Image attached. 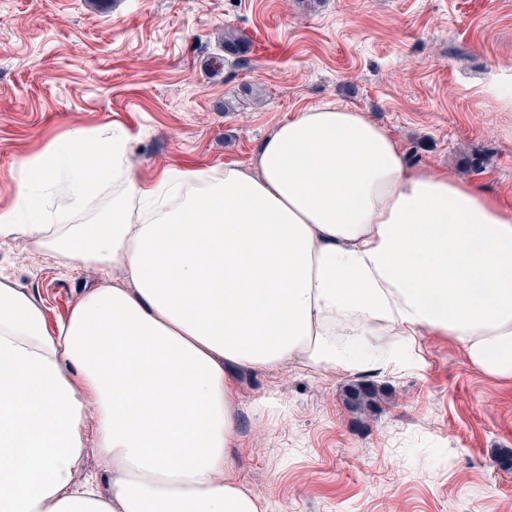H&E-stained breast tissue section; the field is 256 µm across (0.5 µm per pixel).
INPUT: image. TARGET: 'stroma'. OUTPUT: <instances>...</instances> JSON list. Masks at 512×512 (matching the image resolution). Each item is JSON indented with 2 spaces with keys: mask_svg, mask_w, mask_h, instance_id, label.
<instances>
[{
  "mask_svg": "<svg viewBox=\"0 0 512 512\" xmlns=\"http://www.w3.org/2000/svg\"><path fill=\"white\" fill-rule=\"evenodd\" d=\"M249 45L212 75L219 35ZM512 65V0H0V210L20 164L76 130L129 132L138 178L250 164L299 108L334 101L397 139L407 161L475 181L512 206V108L485 90ZM231 111H222L223 103ZM24 237L0 276L48 327L99 288ZM235 473L267 512H512V383L425 336L393 374H236ZM371 383L352 410L349 384ZM279 413L258 423L259 403Z\"/></svg>",
  "mask_w": 512,
  "mask_h": 512,
  "instance_id": "1",
  "label": "stroma"
}]
</instances>
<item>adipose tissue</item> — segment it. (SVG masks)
<instances>
[{"instance_id": "ef3b65f1", "label": "adipose tissue", "mask_w": 512, "mask_h": 512, "mask_svg": "<svg viewBox=\"0 0 512 512\" xmlns=\"http://www.w3.org/2000/svg\"><path fill=\"white\" fill-rule=\"evenodd\" d=\"M129 135L74 131L25 161L0 238L126 287L55 328L0 282V512H265L233 473L232 369L387 372L394 336H447L512 382V208L409 165L338 102L300 108L255 166L146 184ZM101 475L77 481L87 450Z\"/></svg>"}]
</instances>
